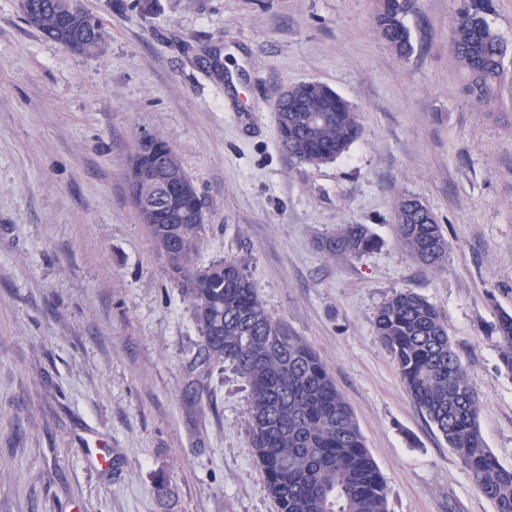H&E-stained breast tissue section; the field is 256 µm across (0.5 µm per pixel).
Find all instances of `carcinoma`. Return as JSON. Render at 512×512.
<instances>
[{"label":"carcinoma","instance_id":"1","mask_svg":"<svg viewBox=\"0 0 512 512\" xmlns=\"http://www.w3.org/2000/svg\"><path fill=\"white\" fill-rule=\"evenodd\" d=\"M64 0H35L24 21L47 40L63 45ZM490 0H460L452 44L467 73L464 92L479 105L497 99L507 46L486 19ZM414 0H379L381 37L408 57L414 47L404 18ZM278 148L298 164L333 161L359 138L352 105L315 81L300 86L296 100L280 103ZM152 157L132 156L128 167L171 157L158 134ZM177 168L188 192L157 195L152 239L188 300L201 337L200 355L216 365L230 363L249 385L247 426L254 457L264 472L277 512H389L384 479L365 447L356 419L321 357L288 327L272 318L244 262L226 259L201 265L200 245L209 225L196 188L180 158ZM398 230L406 250L420 263L440 265L448 251L441 225L397 206ZM378 241L364 224H343L318 241L333 259L369 252ZM377 336L392 353L413 402L428 417L467 470L478 493L495 512H512V467L503 466L485 443L477 422V396L468 372L448 338L439 313L414 291H401L378 310ZM500 361L512 373V315L499 316Z\"/></svg>","mask_w":512,"mask_h":512}]
</instances>
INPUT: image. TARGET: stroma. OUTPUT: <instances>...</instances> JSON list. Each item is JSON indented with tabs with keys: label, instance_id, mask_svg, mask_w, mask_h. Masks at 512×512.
Returning a JSON list of instances; mask_svg holds the SVG:
<instances>
[{
	"label": "stroma",
	"instance_id": "1",
	"mask_svg": "<svg viewBox=\"0 0 512 512\" xmlns=\"http://www.w3.org/2000/svg\"><path fill=\"white\" fill-rule=\"evenodd\" d=\"M109 37L77 56L0 0V512H275L248 435L249 389L201 337L127 187L140 132L193 180L201 260L246 262L268 313L323 359L386 484L390 512H494L407 394L374 318L412 290L439 312L496 459L512 467V0L497 101L463 92L458 0H416L414 51L381 38L377 0H80ZM323 83L361 137L336 160L276 147L275 100ZM441 224L436 269L403 246L396 205ZM363 224L376 249L317 242ZM167 477L170 493L154 486ZM496 332L500 339V361L504 368L512 373V315L501 313Z\"/></svg>",
	"mask_w": 512,
	"mask_h": 512
}]
</instances>
